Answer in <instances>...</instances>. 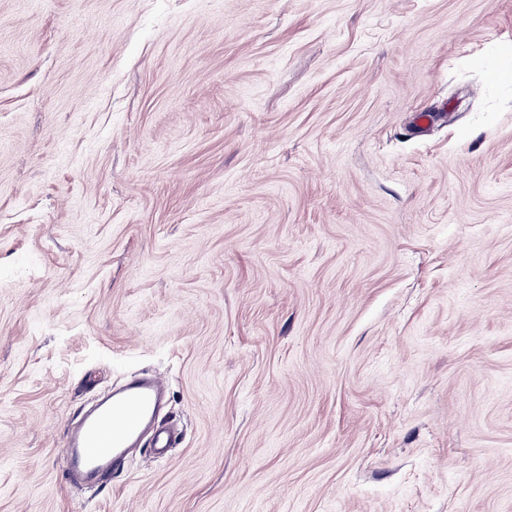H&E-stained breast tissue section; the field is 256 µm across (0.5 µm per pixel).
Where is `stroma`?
<instances>
[{
    "label": "stroma",
    "mask_w": 512,
    "mask_h": 512,
    "mask_svg": "<svg viewBox=\"0 0 512 512\" xmlns=\"http://www.w3.org/2000/svg\"><path fill=\"white\" fill-rule=\"evenodd\" d=\"M0 512H512V0H0ZM165 383L143 378L112 390L65 433L62 452L72 471L103 484L125 463L142 430L150 425L161 404Z\"/></svg>",
    "instance_id": "1"
}]
</instances>
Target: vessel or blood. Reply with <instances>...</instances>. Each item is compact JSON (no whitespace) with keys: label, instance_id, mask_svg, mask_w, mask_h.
I'll return each mask as SVG.
<instances>
[{"label":"vessel or blood","instance_id":"vessel-or-blood-1","mask_svg":"<svg viewBox=\"0 0 512 512\" xmlns=\"http://www.w3.org/2000/svg\"><path fill=\"white\" fill-rule=\"evenodd\" d=\"M165 384L143 378L112 390L66 431L63 453L73 471L90 482L105 483L124 464L142 430L150 425L161 404Z\"/></svg>","mask_w":512,"mask_h":512}]
</instances>
